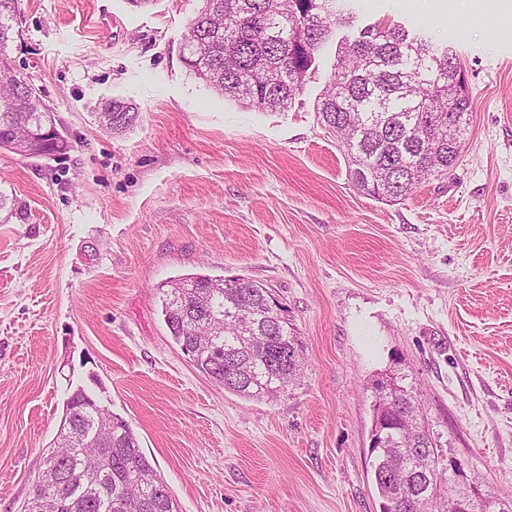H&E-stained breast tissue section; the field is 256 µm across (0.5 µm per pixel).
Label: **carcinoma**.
<instances>
[{
    "instance_id": "obj_1",
    "label": "carcinoma",
    "mask_w": 512,
    "mask_h": 512,
    "mask_svg": "<svg viewBox=\"0 0 512 512\" xmlns=\"http://www.w3.org/2000/svg\"><path fill=\"white\" fill-rule=\"evenodd\" d=\"M18 0H0V148L10 131L18 139L52 122L36 90L16 75L8 49ZM190 23L185 46H200L187 69L244 107H289L303 91L315 56L333 27L357 19L349 0H204ZM313 15L306 29L293 15ZM460 59L402 24L375 23L346 37L319 114L350 161L354 184L393 202L420 184L448 174L470 125V97L460 96L451 68ZM26 93L19 112L3 101ZM122 113L112 131L133 125L131 104L112 100ZM162 314L171 336L197 370L244 398H277L300 380L304 345L284 308L258 281L190 274L162 290ZM372 477L380 512H456L457 480L443 466L448 442L413 388L385 376L372 386ZM112 424V441L101 429ZM55 483L54 499L39 488ZM140 448L128 422L97 409L85 390L66 402L60 429L43 459L23 512H178L177 503ZM512 499L477 496L471 512H499Z\"/></svg>"
}]
</instances>
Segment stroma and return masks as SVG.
<instances>
[{"label": "stroma", "instance_id": "1", "mask_svg": "<svg viewBox=\"0 0 512 512\" xmlns=\"http://www.w3.org/2000/svg\"><path fill=\"white\" fill-rule=\"evenodd\" d=\"M354 0L451 43L472 101L446 176L397 202L357 190L317 102L339 28L282 111L190 74L203 0H18L9 53L64 155L0 149V512H19L84 389L128 421L180 512H379L372 383L403 376L482 493L512 497V14L498 0ZM122 99L138 117L99 120ZM263 283L304 374L247 399L195 369L159 288Z\"/></svg>", "mask_w": 512, "mask_h": 512}]
</instances>
